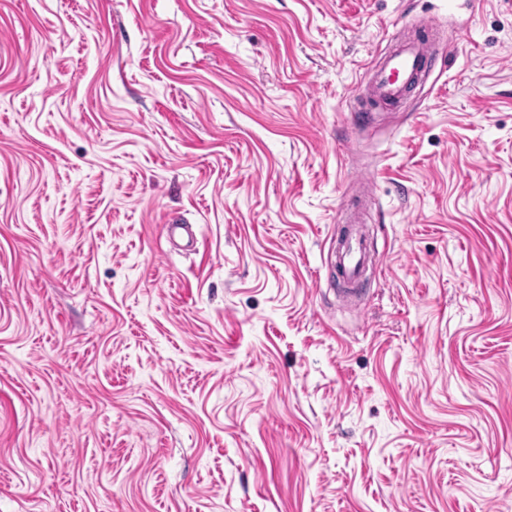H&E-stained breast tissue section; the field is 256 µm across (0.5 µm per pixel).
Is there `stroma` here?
Listing matches in <instances>:
<instances>
[{
  "instance_id": "stroma-1",
  "label": "stroma",
  "mask_w": 512,
  "mask_h": 512,
  "mask_svg": "<svg viewBox=\"0 0 512 512\" xmlns=\"http://www.w3.org/2000/svg\"><path fill=\"white\" fill-rule=\"evenodd\" d=\"M0 512H512V0H0ZM390 41L389 52L370 70L368 92L380 101L398 103L425 76L434 41L428 37L400 40L397 35ZM361 224H353L342 242L336 240V270L349 281L359 279L371 262L368 239Z\"/></svg>"
}]
</instances>
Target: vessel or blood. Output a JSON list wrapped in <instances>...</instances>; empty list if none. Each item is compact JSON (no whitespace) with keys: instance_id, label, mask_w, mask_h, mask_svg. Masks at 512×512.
I'll list each match as a JSON object with an SVG mask.
<instances>
[{"instance_id":"b4317fda","label":"vessel or blood","mask_w":512,"mask_h":512,"mask_svg":"<svg viewBox=\"0 0 512 512\" xmlns=\"http://www.w3.org/2000/svg\"><path fill=\"white\" fill-rule=\"evenodd\" d=\"M392 46L370 70L369 93L384 102H400L409 89L425 76L432 55L433 41L427 37L409 40L392 38ZM371 260L370 247L361 224H354L349 235L336 245V269L346 280L359 279Z\"/></svg>"}]
</instances>
